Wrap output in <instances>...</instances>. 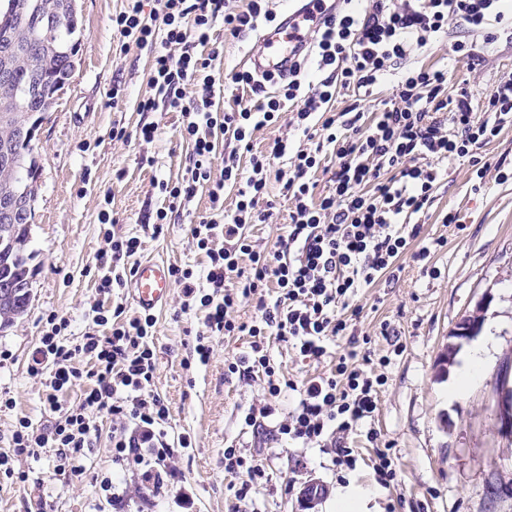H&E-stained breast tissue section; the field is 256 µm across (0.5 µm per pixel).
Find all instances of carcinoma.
<instances>
[{"label": "carcinoma", "instance_id": "carcinoma-1", "mask_svg": "<svg viewBox=\"0 0 512 512\" xmlns=\"http://www.w3.org/2000/svg\"><path fill=\"white\" fill-rule=\"evenodd\" d=\"M11 3L25 12L27 24L14 34L22 49L0 44V66L11 69L10 84L0 85V114H27L37 123L56 104L74 69L78 16L64 9V0H0V20ZM4 148L16 165L0 166V184L28 186V176L40 169L38 155L31 142L16 137L11 123L0 121V150ZM28 243L29 225L23 219L9 226L0 222V279L32 277ZM29 304L28 299L0 294V327L12 324Z\"/></svg>", "mask_w": 512, "mask_h": 512}]
</instances>
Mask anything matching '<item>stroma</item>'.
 <instances>
[{
    "mask_svg": "<svg viewBox=\"0 0 512 512\" xmlns=\"http://www.w3.org/2000/svg\"><path fill=\"white\" fill-rule=\"evenodd\" d=\"M77 6L82 33L75 66L35 142L40 176L28 244L32 300L24 315L0 330V394L15 402L14 408L0 409V453L10 452L18 418L43 427L57 417L43 403L40 380L28 371L29 358L49 316L68 321L72 341L90 324L97 256L104 246L102 214L116 219V231L142 238L138 256L125 259V266L153 258L200 270L207 262L193 246L188 224L169 225L156 237L143 229L162 203L154 181L176 180L188 164L192 147L180 134L181 114L138 111L136 99L147 90L151 58L134 45L124 55L114 51L112 17L123 0H78ZM510 71L512 43L493 41L483 44L480 66L464 58L452 62L449 86L482 92ZM118 77L124 82L119 112L108 99ZM116 121L124 122L128 141L113 140ZM144 123L159 128L153 142L135 135ZM448 212L458 214L459 224L442 223ZM417 221L420 243L440 239L443 247L423 260L403 257L394 278L360 289L352 301L359 310L357 326L370 338L365 350L384 379L373 426L393 445L398 483L388 491L376 489L372 470L362 464L346 481L370 489L368 512H386L389 499L400 495L422 512H512V436L497 424L501 388L512 386V179L501 183L490 174L481 180L468 164L449 162L443 185ZM477 308L484 320L495 322L496 340L480 378L455 399L448 387L465 352L457 350L448 367L442 357L457 323ZM155 316L154 390L169 406L170 436L187 432L194 438L177 464L196 512H234L224 475L229 440L260 452L273 475L258 489L260 512H336L330 451L286 441L266 447L239 422L240 407L265 396L261 376L241 379L228 375L225 366L247 351L249 337H216L210 361L193 363L189 356L201 322L180 314L178 291H171ZM267 343L294 385L272 401L281 415L297 404L298 387L329 372L346 346L345 338H336L316 362L275 338ZM53 455L46 448L40 461L20 462L21 469L41 478L40 486L27 489L0 479V512H36L41 505L47 512H93L98 498L91 476L113 471L107 441L93 448L79 477L51 476ZM113 473L127 487L132 512H181L173 494L153 495L139 490L136 478ZM312 484L326 486V494L308 497L305 490Z\"/></svg>",
    "mask_w": 512,
    "mask_h": 512,
    "instance_id": "obj_1",
    "label": "stroma"
}]
</instances>
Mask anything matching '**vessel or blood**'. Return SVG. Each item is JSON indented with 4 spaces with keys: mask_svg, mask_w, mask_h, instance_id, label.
I'll return each mask as SVG.
<instances>
[{
    "mask_svg": "<svg viewBox=\"0 0 512 512\" xmlns=\"http://www.w3.org/2000/svg\"><path fill=\"white\" fill-rule=\"evenodd\" d=\"M336 12L334 0H288V8L274 26L264 29L258 50L249 52L244 65L257 76L287 71L310 47V35ZM172 288L169 269L164 262L146 259L130 276L129 293L133 304L150 312L162 307Z\"/></svg>",
    "mask_w": 512,
    "mask_h": 512,
    "instance_id": "b4317fda",
    "label": "vessel or blood"
}]
</instances>
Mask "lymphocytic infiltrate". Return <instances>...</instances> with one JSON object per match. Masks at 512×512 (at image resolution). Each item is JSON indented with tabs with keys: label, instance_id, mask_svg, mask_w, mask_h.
I'll return each mask as SVG.
<instances>
[{
	"label": "lymphocytic infiltrate",
	"instance_id": "1",
	"mask_svg": "<svg viewBox=\"0 0 512 512\" xmlns=\"http://www.w3.org/2000/svg\"><path fill=\"white\" fill-rule=\"evenodd\" d=\"M113 16L118 47L135 45L152 56L147 85L138 111L158 107L182 113V136L193 144L186 178L161 180L155 187L166 204L155 212L158 224H176L185 204L199 188L209 190L212 212L191 225L193 246L204 251V275L171 267L180 288V311L199 315L202 329L195 336L193 357L207 363L217 336L250 337V349L229 363V373L242 377L261 374L268 398L239 412L253 435L283 438L305 448H328L334 454L337 480L364 459L355 447L365 439L373 450L368 459L377 484L394 487L398 474L390 446H378L369 428L379 403L382 377L369 370L370 358L358 337L348 336L345 310L358 289L393 274L401 256L420 233L413 216L426 212L433 194L459 160L475 167L477 177L491 165L476 148L497 138L512 124V73L501 77L491 91L475 96L467 88L448 87L447 67H413L411 55L444 40L449 23L468 33L495 40H512V0H353L337 10L319 29L311 63L317 83L304 81L301 63L278 77L279 90L269 95L265 80L249 71L230 74L235 105L214 108V81L209 74L224 47L212 39L216 22L224 33L239 38L273 24L269 0H124ZM498 24L500 33L490 30ZM394 77L390 96L377 104L370 124H363L360 104L373 98L387 77ZM354 97L349 108L333 111L339 90ZM287 127L286 136L268 149L254 152L255 132ZM224 134L236 144L214 171L215 136ZM250 155L241 165V152ZM334 155L336 166L325 192H317L311 175L323 154ZM284 160L273 168V160ZM282 185L288 197V222L274 252L253 244L248 228L268 224L272 208H261L270 180ZM233 189L235 206L224 208V191ZM223 246H216V239ZM105 254L98 257L96 292L125 287L130 271L122 258L142 247L136 235L119 236L104 230ZM254 302L251 321L237 318L242 303ZM94 327L80 341H62L67 320L52 323L35 348L29 372L43 379V401L60 413L49 427L19 418L11 434V454L0 453V476L15 484L30 481L17 461L38 458L40 449L55 451L54 475L81 476L90 448L107 437L112 463L137 475L154 492L181 487L176 460L192 448L184 434L170 440L166 430L170 410L153 389L156 351L153 314L126 315L123 306L93 308ZM346 336L347 349L326 375L310 379L300 399L282 420H275L273 398L290 388L266 345L267 337L292 344L303 358L322 359L331 338ZM81 386L78 405L61 408L59 395ZM110 418L109 432L98 419ZM224 473L236 512H259L256 494L270 482L258 454L236 443L224 448Z\"/></svg>",
	"mask_w": 512,
	"mask_h": 512
}]
</instances>
